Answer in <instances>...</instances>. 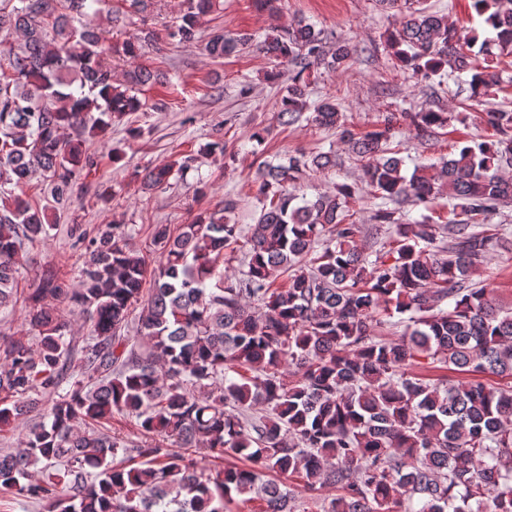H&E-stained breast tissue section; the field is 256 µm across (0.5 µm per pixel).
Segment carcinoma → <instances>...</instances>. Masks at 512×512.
I'll return each instance as SVG.
<instances>
[{
	"label": "carcinoma",
	"instance_id": "cac0c4a2",
	"mask_svg": "<svg viewBox=\"0 0 512 512\" xmlns=\"http://www.w3.org/2000/svg\"><path fill=\"white\" fill-rule=\"evenodd\" d=\"M98 0H0V33L23 44L0 50V310L17 302L23 241L47 234L48 207L16 190L40 174L58 204L76 173L98 165L86 142L142 107L157 74L137 65L116 80L106 57L130 59L156 45L151 31L116 48L91 23ZM390 34L401 69L426 81L469 75L470 96L494 94L502 79L478 64L493 49L512 55V0H471L493 37L461 40L445 15L406 0ZM213 0H183L171 37L199 39L197 19ZM251 46L288 76L277 120L339 131L363 162V182L380 200L374 220L390 248L369 259L358 244L353 204L360 188L336 184L308 199L296 184L336 166V152L259 163L261 204L248 230L235 205L178 230L156 224L159 266L130 248L128 225L92 235L78 280L56 274L29 295L36 342L13 337L0 350V431L31 424L14 453H0V491L46 512H226L255 495L260 512H512V385L450 383L407 372L438 363L455 371L512 377V310L485 286L466 284L486 253L512 240L471 231L512 201V112L485 113L492 138L455 146L438 164H414L391 148L400 126L428 142L448 125L434 110L389 113L364 134L346 125L336 100L309 101L311 77L351 61L349 47L301 20L253 41L213 32L212 57ZM196 157L148 165L145 190L184 176ZM448 197L453 218H408L405 207ZM287 275L288 285L275 286ZM149 288H144V285ZM81 310L86 336L71 362V329L60 306ZM405 316L403 336L376 329ZM136 319L142 344L121 334ZM262 407L253 417L248 410ZM116 414L134 421L133 442L101 427ZM215 460L199 464L195 450ZM245 459L247 466L232 463ZM275 473L304 500L267 479Z\"/></svg>",
	"mask_w": 512,
	"mask_h": 512
}]
</instances>
